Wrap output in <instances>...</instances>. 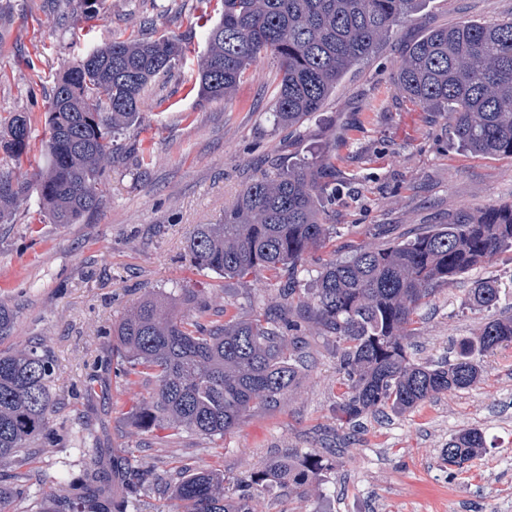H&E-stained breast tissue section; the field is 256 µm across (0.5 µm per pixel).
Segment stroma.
Here are the masks:
<instances>
[{"label": "stroma", "mask_w": 512, "mask_h": 512, "mask_svg": "<svg viewBox=\"0 0 512 512\" xmlns=\"http://www.w3.org/2000/svg\"><path fill=\"white\" fill-rule=\"evenodd\" d=\"M222 12L223 0H105L89 20L78 0H0V127L26 112L43 131L56 77L90 47L162 35L188 47L171 77L152 83L138 123L105 163L94 212L54 224L32 193L0 223V305L15 315L0 350L40 346L54 362L47 435L0 461L10 512H55L69 479L105 453L152 471L147 512H174L172 490L184 474L216 471L231 491L295 452L321 461L319 480L259 487L253 512H512V344L482 358L477 384L355 427L340 412L347 386L336 339L310 322L294 386L254 406L224 436L176 435L165 422L145 420L156 385L123 375L110 337L141 300L161 298L188 318L204 307L218 321L280 306L270 272L224 277L196 269L188 255L195 225L221 223L225 207L255 179L332 157L329 235L299 274L305 288L321 263L359 246L397 243L463 212L512 204V157L464 151L451 113L410 103L397 85L409 45L424 33L511 19L512 0H422L320 111L291 129L272 124L273 59L251 65L229 100L201 99L198 61L206 29ZM478 280L499 285L494 311H511L512 250L438 288L415 311V333L404 341L412 362L454 357L489 320L494 311L469 304ZM91 375L98 380L92 397L84 389ZM470 429L482 433L484 446L466 468L453 469L442 450Z\"/></svg>", "instance_id": "stroma-1"}]
</instances>
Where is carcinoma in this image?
I'll return each mask as SVG.
<instances>
[{
	"label": "carcinoma",
	"instance_id": "obj_1",
	"mask_svg": "<svg viewBox=\"0 0 512 512\" xmlns=\"http://www.w3.org/2000/svg\"><path fill=\"white\" fill-rule=\"evenodd\" d=\"M208 29L198 69L201 96L227 99L247 68L270 56L278 65L273 117L280 126L302 124L319 111L337 83L368 56L417 0H223ZM178 38L114 40L89 52L56 78L41 138L45 171L37 183L39 206L53 224H76L99 205L102 163L120 149L119 137L139 119L148 87L184 59ZM408 101L452 113L454 134L466 151L512 156V19L468 21L434 29L408 50L398 73ZM34 140L30 116L16 112L0 134V150L19 160ZM324 155L294 164L275 178L249 184L224 209L221 224H198L189 242L192 263L226 276L288 272V305L307 312L340 345L339 371L348 382L342 413L349 423L390 409L404 413L450 388H467L482 374L480 357L512 343V314H501L463 341L453 362H410L403 339L414 335L413 314L442 285L512 249V205L465 212L451 224L384 248L361 246L345 259L324 263L315 288L302 298L295 271L329 231L326 203L336 193ZM29 191L0 171V220ZM498 284L477 281L469 302L489 310ZM301 321L266 312L222 323L183 318L155 297L143 300L113 326L124 374L157 382L145 418L174 432L206 436L234 429L257 403L286 394L300 371L294 353ZM53 364L32 346L0 352V460L15 457L45 435L51 410ZM479 432L448 441V464L473 459ZM122 495L104 496L98 469L80 478L78 493L60 512H144L142 490L150 472L112 462ZM321 464L310 454L274 462L253 484L224 491V477L201 470L176 484L178 512H252V485L267 481L304 486Z\"/></svg>",
	"mask_w": 512,
	"mask_h": 512
}]
</instances>
